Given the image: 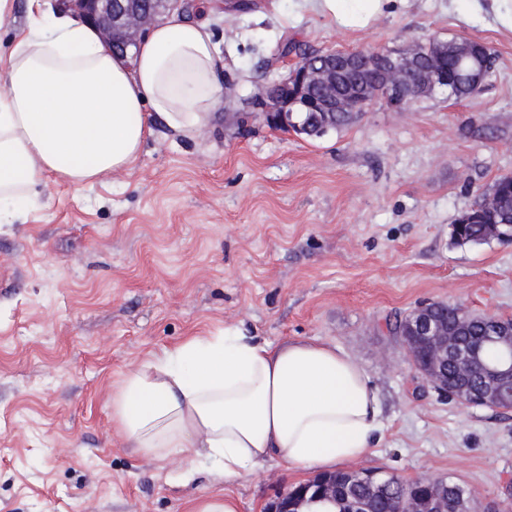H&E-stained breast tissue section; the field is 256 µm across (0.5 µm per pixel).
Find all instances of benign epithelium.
Listing matches in <instances>:
<instances>
[{"instance_id":"1","label":"benign epithelium","mask_w":512,"mask_h":512,"mask_svg":"<svg viewBox=\"0 0 512 512\" xmlns=\"http://www.w3.org/2000/svg\"><path fill=\"white\" fill-rule=\"evenodd\" d=\"M55 7L91 22L102 41L124 56L136 46L141 31L175 9L192 12L194 0H55ZM440 90L455 96L448 66L438 56L420 64L416 44L411 43L401 50L339 51L316 62L302 61L276 82V89L261 103V109L268 124L299 134L315 116L360 112L370 100L402 110L417 97ZM413 330L416 335L403 337V344L415 370L438 394L448 395V379L440 367L454 352L453 337L434 323L427 304L414 310ZM455 368L463 376L484 370L496 382L483 396L454 392L460 403L512 407V343L508 358L496 366H487L478 357L459 351Z\"/></svg>"}]
</instances>
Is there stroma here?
Returning a JSON list of instances; mask_svg holds the SVG:
<instances>
[{
    "label": "stroma",
    "mask_w": 512,
    "mask_h": 512,
    "mask_svg": "<svg viewBox=\"0 0 512 512\" xmlns=\"http://www.w3.org/2000/svg\"><path fill=\"white\" fill-rule=\"evenodd\" d=\"M212 0L220 103L187 141L155 124L135 165L78 190L48 178L0 224V512H191L217 488L267 512L312 469L269 461L223 482L124 447L112 393L126 366L227 326L335 344L375 386L383 428L360 465L466 484L471 512L512 495V409L466 406L412 369L387 324L423 302L512 317V242L460 246L452 226L512 174V34L467 0H396L349 29L307 0ZM466 38L490 85L396 111L375 101L309 139L257 109L301 51Z\"/></svg>",
    "instance_id": "obj_1"
}]
</instances>
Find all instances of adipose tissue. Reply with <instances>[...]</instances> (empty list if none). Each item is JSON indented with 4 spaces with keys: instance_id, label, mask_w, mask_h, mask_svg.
Listing matches in <instances>:
<instances>
[{
    "instance_id": "1",
    "label": "adipose tissue",
    "mask_w": 512,
    "mask_h": 512,
    "mask_svg": "<svg viewBox=\"0 0 512 512\" xmlns=\"http://www.w3.org/2000/svg\"><path fill=\"white\" fill-rule=\"evenodd\" d=\"M312 2L362 28L386 0ZM27 17L0 57V224L24 219L46 177L82 188L127 170L154 122L187 139L207 127L224 66L207 22L171 13L120 57L44 0H27ZM379 415L370 376L342 348L273 345L235 326L150 353L112 396L128 447L189 472L208 462L227 482L271 460L334 471L367 452Z\"/></svg>"
}]
</instances>
